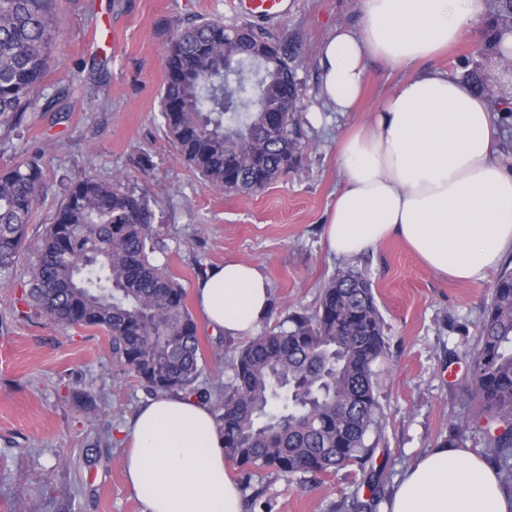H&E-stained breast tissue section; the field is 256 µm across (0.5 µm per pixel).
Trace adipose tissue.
Listing matches in <instances>:
<instances>
[{
  "label": "adipose tissue",
  "instance_id": "ef3b65f1",
  "mask_svg": "<svg viewBox=\"0 0 512 512\" xmlns=\"http://www.w3.org/2000/svg\"><path fill=\"white\" fill-rule=\"evenodd\" d=\"M488 9L487 0H361L359 23L337 26L320 49L323 108L353 111L369 61L415 66L466 36L489 42L494 66L512 79V33L488 36ZM500 154L491 105L466 81L439 70L406 78L339 144L330 252L355 258L394 235L441 276L485 279L512 253V168ZM196 298L209 326L230 337L254 335L270 308L266 279L243 262L209 269ZM128 431L125 477L145 512H242L202 400L152 398ZM385 512H512V498L481 454L433 448L404 472Z\"/></svg>",
  "mask_w": 512,
  "mask_h": 512
}]
</instances>
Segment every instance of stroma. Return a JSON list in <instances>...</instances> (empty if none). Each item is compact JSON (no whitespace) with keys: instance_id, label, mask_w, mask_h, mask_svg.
Returning <instances> with one entry per match:
<instances>
[{"instance_id":"1","label":"stroma","mask_w":512,"mask_h":512,"mask_svg":"<svg viewBox=\"0 0 512 512\" xmlns=\"http://www.w3.org/2000/svg\"><path fill=\"white\" fill-rule=\"evenodd\" d=\"M361 0H291L286 14L255 29L288 44L301 83L303 109L317 105L319 49L336 25L360 20ZM57 64L38 92L58 112H27L17 129L0 127V171L22 150L40 153L39 198L27 226L30 249L0 290V512H144L123 474L125 430L150 399L133 374L112 361L110 338L99 328H60L23 314L19 303L35 246L64 201L68 179L126 175L154 202L156 236L169 268L184 285L188 308L206 272L236 260L268 279L266 327L296 312H314L324 284L340 270L368 277L385 322L387 355L376 367L382 434L373 463L388 486L473 401L464 364L452 356L475 342L496 280L470 283L436 274L399 238L353 260L331 255L323 241L341 181L337 142L369 122L411 69L368 65L356 109L305 124L299 166L265 190L220 195L176 161L159 118L169 38L200 17L243 24L230 0H57ZM434 68L476 85L494 81L493 99L512 93L494 80L481 43L463 40ZM204 355L202 388H222L244 338H229L199 321ZM242 491L243 512H334L341 501L367 497L357 466L288 480L262 468L227 470Z\"/></svg>"}]
</instances>
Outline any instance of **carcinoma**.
Wrapping results in <instances>:
<instances>
[{
    "label": "carcinoma",
    "instance_id": "cac0c4a2",
    "mask_svg": "<svg viewBox=\"0 0 512 512\" xmlns=\"http://www.w3.org/2000/svg\"><path fill=\"white\" fill-rule=\"evenodd\" d=\"M55 0H0V126L20 122L39 105L35 93L56 61ZM236 28L203 17L178 30L165 54L162 126L176 159L216 193L255 194L297 165L307 147L304 113H281L284 92L299 100L288 44L248 60ZM37 155L0 172V288L19 260L37 202ZM156 212L121 173L102 181H70L53 223L38 245L24 302L64 327L103 329L112 357L156 394L211 403L224 455L238 468L265 467L285 477L360 466L371 496L349 512H370L384 496V474L370 467L381 430L376 363L387 351L383 318L370 281L352 270L334 275L312 314L262 331L234 357L216 394L198 385V328L187 293L156 239ZM474 405L453 423L441 448H458L479 417L496 422L483 438L485 457L512 483V269L503 270L480 321L479 336L460 354Z\"/></svg>",
    "mask_w": 512,
    "mask_h": 512
}]
</instances>
